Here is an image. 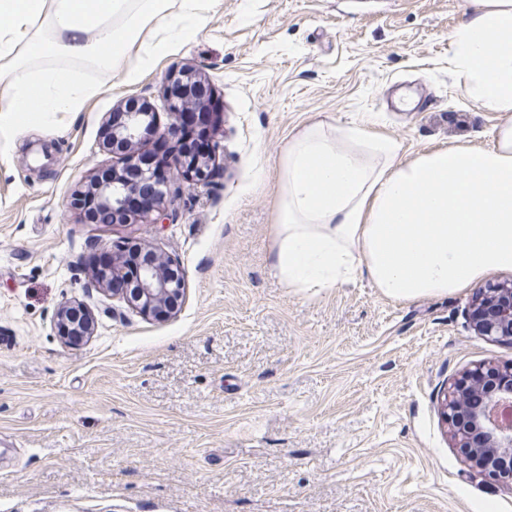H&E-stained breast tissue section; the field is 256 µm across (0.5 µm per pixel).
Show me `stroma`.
<instances>
[{
  "label": "stroma",
  "instance_id": "stroma-1",
  "mask_svg": "<svg viewBox=\"0 0 512 512\" xmlns=\"http://www.w3.org/2000/svg\"><path fill=\"white\" fill-rule=\"evenodd\" d=\"M465 0H218L140 81L0 129V512H512L452 448L442 384L512 344L471 328V285L406 303L367 279L308 295L272 266L280 159L324 120L369 118L407 155L486 146L500 115L453 78ZM205 76L220 173L171 176L162 224L85 222L106 116L131 97L167 125L163 78ZM130 241L178 262L186 299L146 319L103 295L91 255ZM77 302L94 336L64 344ZM55 321L60 335L70 343L81 342L94 334V318L82 306L63 304L55 313Z\"/></svg>",
  "mask_w": 512,
  "mask_h": 512
}]
</instances>
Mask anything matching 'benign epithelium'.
<instances>
[{"label":"benign epithelium","mask_w":512,"mask_h":512,"mask_svg":"<svg viewBox=\"0 0 512 512\" xmlns=\"http://www.w3.org/2000/svg\"><path fill=\"white\" fill-rule=\"evenodd\" d=\"M163 96L170 122L161 127L156 113L145 103L131 97L112 113L102 130V146L120 161L118 167L97 169L87 186L75 192L71 206L84 212L83 199L91 195L97 204L96 216L109 214L114 224H131L130 201L140 194L158 193L156 205L140 214L142 223L159 224L168 216V205L162 186L164 180L151 169L142 167L138 145L151 138L174 142L178 139L183 118L188 112H205L213 91L210 83L192 70L171 72L165 77ZM216 148L205 156L178 154L175 167L186 178L207 183L218 165ZM143 252L132 244L112 254L109 271L97 275L99 290L125 304L144 317H164L177 312L186 294V279L180 266L154 251L146 260L133 262L131 255ZM475 332L495 341L512 343V280L490 283L471 307ZM60 335L78 343L94 334V318L79 305L64 304L55 313ZM491 379L497 387L476 395L463 389V380L444 387L440 413L449 425L455 444L465 453L479 473L504 488H512V466L506 468L490 462V458L506 448L512 453V424L499 419L505 405L512 406V364L476 365L465 378Z\"/></svg>","instance_id":"1"}]
</instances>
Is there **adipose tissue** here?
Masks as SVG:
<instances>
[{
	"mask_svg": "<svg viewBox=\"0 0 512 512\" xmlns=\"http://www.w3.org/2000/svg\"><path fill=\"white\" fill-rule=\"evenodd\" d=\"M215 0H0V126L28 112H75L98 87L35 60L90 62L137 82L160 53L198 32ZM157 41L145 44V30ZM140 48L138 64L130 51ZM464 93L501 115L486 147L448 145L406 157L365 123L318 121L281 159L274 266L303 293L357 277L395 301L445 296L512 272V0H467L449 36Z\"/></svg>",
	"mask_w": 512,
	"mask_h": 512,
	"instance_id": "ef3b65f1",
	"label": "adipose tissue"
}]
</instances>
